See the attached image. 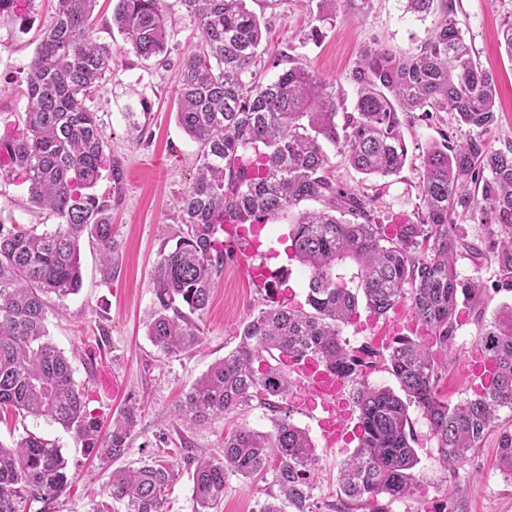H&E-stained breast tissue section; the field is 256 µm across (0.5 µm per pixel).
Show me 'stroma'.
Listing matches in <instances>:
<instances>
[{"label": "stroma", "mask_w": 512, "mask_h": 512, "mask_svg": "<svg viewBox=\"0 0 512 512\" xmlns=\"http://www.w3.org/2000/svg\"><path fill=\"white\" fill-rule=\"evenodd\" d=\"M247 6L268 26L260 46L258 80L264 84L275 80L288 58L299 59L335 86L348 111L355 98L351 73L367 46L412 54L440 23L446 8L454 7L477 62L496 82L498 124L488 139L497 149L512 142V58L500 44L504 24L512 21V0H437L425 15L408 11L406 0H339L334 9L324 0H248ZM163 9L174 38L167 55L144 60L128 49L113 25L112 0H98L96 36L111 45L114 55L113 72L92 106L103 127L105 166L121 170L120 179L104 176L96 188L111 207L112 262L103 264L96 242L83 239L81 288L49 312L46 325L54 344L70 358L92 413L108 422L127 401L141 405V420L121 466L135 467L151 458L176 464L179 477L169 495L168 512H193L192 469L186 456L220 453L225 436L242 426L270 431L275 413L256 399L246 411L198 424L179 414L178 407L208 367L235 348L242 325L266 307L267 293L254 284L251 268L263 265L268 273L281 275L280 297L298 308L306 305L309 272L286 257L285 237L295 219L287 214L253 229L250 240L259 242L253 255L245 253L249 240L225 242L224 269L216 275L210 306L198 320L203 331L199 345L167 356L147 336L145 321L154 301L151 274L165 239L180 222V200L200 154L198 143L184 132L176 116L182 60L197 44L199 31L179 0H163ZM53 11L54 0H33L12 20L0 22V80L12 81L0 96V136L22 120L27 66ZM401 129L408 157L395 175L368 178L340 156L331 158L329 173L341 188L375 197L373 219L378 224L417 223L423 151L454 132L456 125L443 112H413L402 115ZM0 216L41 230L54 229L57 223L55 217L30 206L24 185L8 179L0 181ZM506 305H512V291L491 294L478 309L459 306L457 336L440 385L449 402L477 396L483 366L477 344L481 324ZM343 335L354 347L387 343L397 336L423 343L430 339L405 302L379 320L359 311L344 326ZM99 366L118 378L123 387L118 396H99L95 375ZM283 408L316 446L321 464L316 499L335 502L340 465L358 444L353 429H346L335 446H326L319 424L321 408L300 376ZM410 418L426 494L394 503L392 512H433L436 500L444 495L455 503L456 512H512V482L496 467L499 432L512 427V410L499 411L495 427L452 476L438 465L435 441L421 412L411 410ZM27 431L56 439L77 464L70 486L55 499L34 504L32 512H87L92 503L106 500L108 469L59 424L6 416L0 419V444L12 445ZM161 435L166 441L160 445L156 439ZM265 489L258 480L230 479L218 512H254Z\"/></svg>", "instance_id": "1"}]
</instances>
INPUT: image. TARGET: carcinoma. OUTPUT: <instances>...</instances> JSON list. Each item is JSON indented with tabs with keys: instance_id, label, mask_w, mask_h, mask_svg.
<instances>
[{
	"instance_id": "1",
	"label": "carcinoma",
	"mask_w": 512,
	"mask_h": 512,
	"mask_svg": "<svg viewBox=\"0 0 512 512\" xmlns=\"http://www.w3.org/2000/svg\"><path fill=\"white\" fill-rule=\"evenodd\" d=\"M26 77L23 128L0 137V171L27 185L28 201L58 219L52 230L0 218V413L47 419L74 433L83 448L98 449L111 468L130 449L141 418L126 405L101 434L87 410L85 391L68 357L47 334L51 300L81 287L80 245L94 239L103 262L112 259V216L93 193L102 178L104 139L92 93L112 74V47L95 36L97 0H56ZM198 25L200 43L183 60L177 117L200 144L195 180L181 198L175 247L161 254L153 274L154 304L147 336L166 355L201 339L195 317L207 310L214 276L224 267L226 223L261 224L300 202L321 199L327 209L299 214L288 232L289 250L309 270L310 310L270 305L244 324L238 344L215 361L186 394L180 413L200 423L251 407L261 393L288 397L283 358L314 360L350 388L357 413L358 448L340 470V497L368 512H392L393 503L421 493L409 408L426 418L438 460L450 474L481 446L502 408L512 411V307L482 329L479 344L489 369L484 393L454 406L440 396V353L455 341L460 302H477L484 288L458 278L466 254L487 258L467 239L464 218L487 226L512 224V144L495 149L486 133L497 122L496 86L483 70L451 12L416 52L398 56L380 46L361 54L352 73L353 111L336 121L341 96L297 59L267 84L252 68L266 29L245 0H180ZM112 24L126 45L148 60L166 51L171 33L162 0H114ZM446 112L466 132L443 136L422 157L421 217L417 224L373 223V200L336 186L328 177V143L367 176L386 177L407 159L399 114ZM253 149L254 159L243 161ZM497 265L492 287L512 289V236L491 247ZM345 258L360 269L359 291L336 285L334 267ZM377 319L401 301L430 331L431 342L409 336L380 351L353 347L343 326L359 298ZM383 365L395 391L369 384ZM498 470L512 480V430L498 439ZM195 512L224 500L232 477L267 484L258 512H329L315 501L319 457L309 435L289 416L272 430L242 427L224 438L221 456L189 457ZM69 461L58 442L27 432L0 444V512H31L69 484ZM175 465L153 461L112 468L109 498L125 512H167Z\"/></svg>"
}]
</instances>
